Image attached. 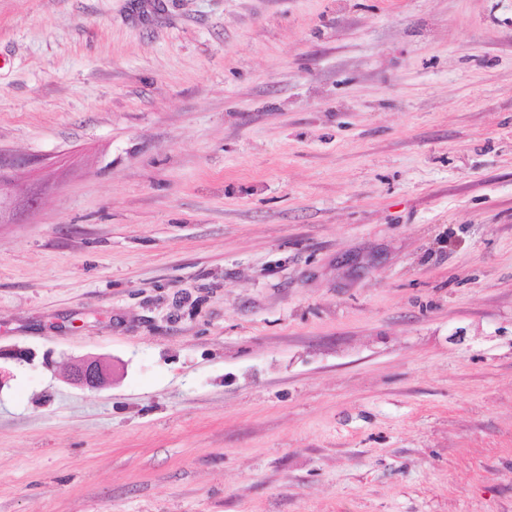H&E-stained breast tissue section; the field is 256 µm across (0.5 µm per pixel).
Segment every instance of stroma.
I'll use <instances>...</instances> for the list:
<instances>
[{
  "label": "stroma",
  "mask_w": 512,
  "mask_h": 512,
  "mask_svg": "<svg viewBox=\"0 0 512 512\" xmlns=\"http://www.w3.org/2000/svg\"><path fill=\"white\" fill-rule=\"evenodd\" d=\"M0 161V512H512V0H0ZM112 364L101 358H82L72 362L68 382L72 385L98 390L112 385Z\"/></svg>",
  "instance_id": "1"
}]
</instances>
